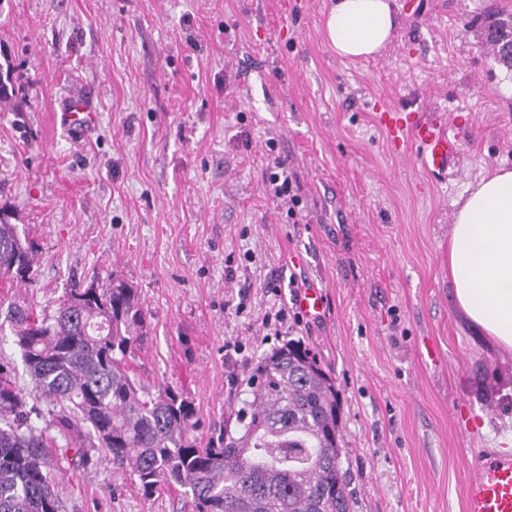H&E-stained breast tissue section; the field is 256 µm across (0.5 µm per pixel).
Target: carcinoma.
I'll use <instances>...</instances> for the list:
<instances>
[{
    "instance_id": "1",
    "label": "carcinoma",
    "mask_w": 512,
    "mask_h": 512,
    "mask_svg": "<svg viewBox=\"0 0 512 512\" xmlns=\"http://www.w3.org/2000/svg\"><path fill=\"white\" fill-rule=\"evenodd\" d=\"M35 265L34 242L0 218V281L30 285ZM0 317L34 382L18 386L15 361L0 356V512H65L47 471L50 429L65 441L60 460L87 469L103 453L142 496L175 489L190 512H352L336 383L300 341L248 369L237 429L204 442L182 389L130 369L149 326L127 282L96 276L52 313L0 296Z\"/></svg>"
}]
</instances>
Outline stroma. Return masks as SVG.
<instances>
[{
    "label": "stroma",
    "instance_id": "1",
    "mask_svg": "<svg viewBox=\"0 0 512 512\" xmlns=\"http://www.w3.org/2000/svg\"><path fill=\"white\" fill-rule=\"evenodd\" d=\"M391 2L386 49L350 62L323 37L330 0H0V209L37 244L18 290L36 310L95 275L138 288L152 334L131 369L188 393L203 436L283 342L256 332L270 285L319 288L297 337L336 377L354 512H465L478 450L508 430L512 352L463 320L448 240L466 189L512 168V69L483 36L512 0ZM76 97L90 132L61 121ZM376 102L446 112L453 176L394 152ZM273 153L302 186L301 223L263 192ZM57 483L66 512L183 508L107 460L62 463Z\"/></svg>",
    "mask_w": 512,
    "mask_h": 512
}]
</instances>
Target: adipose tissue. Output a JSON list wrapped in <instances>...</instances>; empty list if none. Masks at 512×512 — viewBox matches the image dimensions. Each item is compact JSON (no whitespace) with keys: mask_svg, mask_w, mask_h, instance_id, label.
<instances>
[{"mask_svg":"<svg viewBox=\"0 0 512 512\" xmlns=\"http://www.w3.org/2000/svg\"><path fill=\"white\" fill-rule=\"evenodd\" d=\"M396 24L391 0H333L324 38L338 56L366 59L386 47ZM448 274L468 322L512 351V170L482 177L458 200Z\"/></svg>","mask_w":512,"mask_h":512,"instance_id":"obj_1","label":"adipose tissue"}]
</instances>
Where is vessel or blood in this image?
Here are the masks:
<instances>
[{"mask_svg":"<svg viewBox=\"0 0 512 512\" xmlns=\"http://www.w3.org/2000/svg\"><path fill=\"white\" fill-rule=\"evenodd\" d=\"M378 125L386 132L394 150L415 152L425 169L437 179H447L458 155L456 125L441 112L391 110L374 105ZM67 124L86 129L96 116L84 102H70ZM466 512H512V461L481 450L473 476L466 486Z\"/></svg>","mask_w":512,"mask_h":512,"instance_id":"b4317fda","label":"vessel or blood"}]
</instances>
